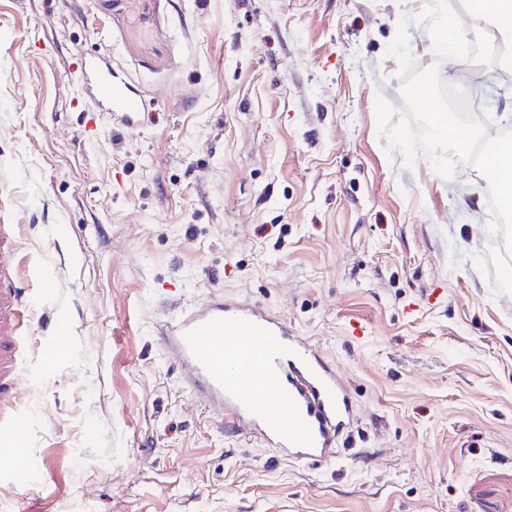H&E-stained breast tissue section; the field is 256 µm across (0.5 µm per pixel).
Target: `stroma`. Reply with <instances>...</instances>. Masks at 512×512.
<instances>
[{
    "instance_id": "35a3bbf8",
    "label": "stroma",
    "mask_w": 512,
    "mask_h": 512,
    "mask_svg": "<svg viewBox=\"0 0 512 512\" xmlns=\"http://www.w3.org/2000/svg\"><path fill=\"white\" fill-rule=\"evenodd\" d=\"M428 2L0 0V225L21 227L35 309L17 336L28 465L0 473V512H512L488 182L406 168L376 133L377 96L404 105L398 19ZM408 32L488 135L512 128V70L438 61ZM91 58L144 95L139 128L103 111L81 139ZM218 272L349 387L335 463L281 459L185 391L154 331Z\"/></svg>"
}]
</instances>
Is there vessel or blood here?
I'll return each mask as SVG.
<instances>
[{
    "mask_svg": "<svg viewBox=\"0 0 512 512\" xmlns=\"http://www.w3.org/2000/svg\"><path fill=\"white\" fill-rule=\"evenodd\" d=\"M77 74L94 106L121 125H139L147 105L110 65L82 63ZM17 225H0V465L26 466L13 349L16 323L26 308L16 286ZM162 349L180 368L186 391L219 408L226 424L258 439L279 457L309 464L336 458V442L350 427L351 398L335 367L279 315L256 303L214 290L194 307H183L157 328Z\"/></svg>",
    "mask_w": 512,
    "mask_h": 512,
    "instance_id": "1",
    "label": "vessel or blood"
}]
</instances>
